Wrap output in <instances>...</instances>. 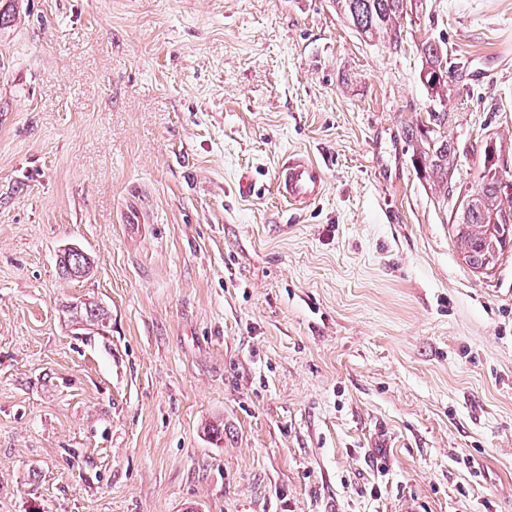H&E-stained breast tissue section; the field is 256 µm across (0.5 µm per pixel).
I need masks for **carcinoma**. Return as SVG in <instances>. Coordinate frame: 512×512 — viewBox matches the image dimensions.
I'll list each match as a JSON object with an SVG mask.
<instances>
[{"mask_svg": "<svg viewBox=\"0 0 512 512\" xmlns=\"http://www.w3.org/2000/svg\"><path fill=\"white\" fill-rule=\"evenodd\" d=\"M422 0H336L337 6L361 35L366 37L401 36L399 20L413 11ZM423 79L435 96L448 87L452 71L448 69L447 54L430 40L421 44ZM448 113L429 112L428 122L419 123L403 131V138L412 147L413 163L418 170L436 179L442 189H448L453 175L455 146L448 140L445 127ZM497 145H488V165L481 179L482 191L464 198L458 208L454 225L457 241L464 249L467 264L481 270L495 266L506 244H512V194L505 193V186L497 175L493 159ZM58 268L65 279L82 278L90 273L91 262L85 253L63 252ZM71 322L90 326L97 334H107L109 315L95 302L84 303L69 309Z\"/></svg>", "mask_w": 512, "mask_h": 512, "instance_id": "cac0c4a2", "label": "carcinoma"}]
</instances>
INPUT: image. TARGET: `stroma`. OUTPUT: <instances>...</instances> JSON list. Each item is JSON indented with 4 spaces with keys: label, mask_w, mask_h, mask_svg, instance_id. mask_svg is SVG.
Wrapping results in <instances>:
<instances>
[{
    "label": "stroma",
    "mask_w": 512,
    "mask_h": 512,
    "mask_svg": "<svg viewBox=\"0 0 512 512\" xmlns=\"http://www.w3.org/2000/svg\"><path fill=\"white\" fill-rule=\"evenodd\" d=\"M428 40L447 193L402 137ZM490 142L512 184V0L395 44L336 0H0V512H512V246L453 229ZM420 52L423 59V79L432 91V97L441 100L440 92L448 88V80L452 81V71L448 69L447 53H444L443 48L436 42L430 40L421 44ZM280 195L291 205H307L323 192L321 167L309 158L293 156L282 165L277 174ZM58 268L65 279H77L90 273L91 262L87 254L64 251L59 258ZM69 315L71 322L82 326L95 327L99 336L107 334L109 315L104 307L95 302L83 303L81 306H70Z\"/></svg>",
    "instance_id": "35a3bbf8"
}]
</instances>
